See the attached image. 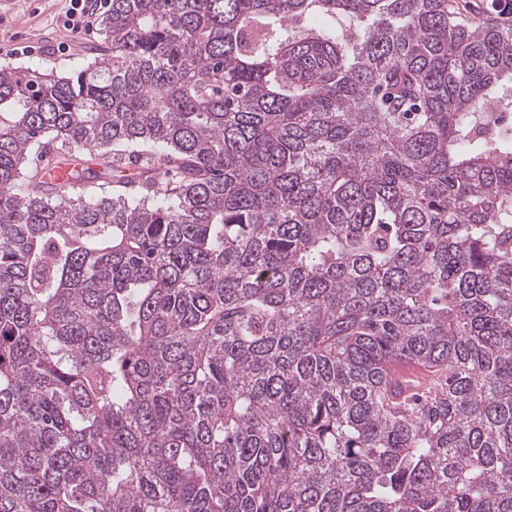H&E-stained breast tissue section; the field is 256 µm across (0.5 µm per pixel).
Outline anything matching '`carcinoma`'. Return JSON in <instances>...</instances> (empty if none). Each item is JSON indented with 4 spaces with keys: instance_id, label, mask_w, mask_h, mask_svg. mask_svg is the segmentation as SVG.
Wrapping results in <instances>:
<instances>
[{
    "instance_id": "cac0c4a2",
    "label": "carcinoma",
    "mask_w": 512,
    "mask_h": 512,
    "mask_svg": "<svg viewBox=\"0 0 512 512\" xmlns=\"http://www.w3.org/2000/svg\"><path fill=\"white\" fill-rule=\"evenodd\" d=\"M101 30L67 75L0 67V512H512V24L110 0Z\"/></svg>"
}]
</instances>
